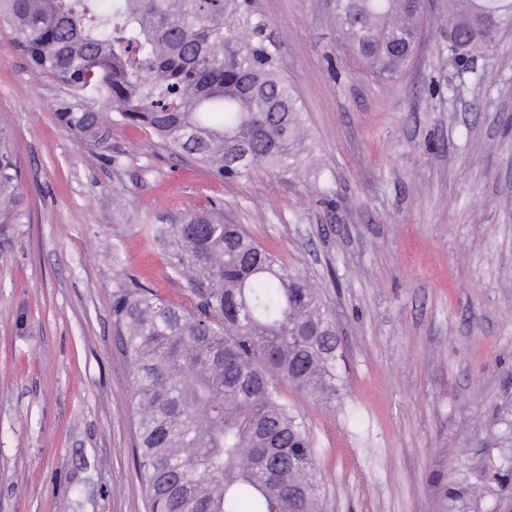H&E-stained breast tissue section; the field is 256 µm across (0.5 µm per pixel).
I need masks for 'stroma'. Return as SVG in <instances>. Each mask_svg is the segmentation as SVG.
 Wrapping results in <instances>:
<instances>
[{"label":"stroma","mask_w":512,"mask_h":512,"mask_svg":"<svg viewBox=\"0 0 512 512\" xmlns=\"http://www.w3.org/2000/svg\"><path fill=\"white\" fill-rule=\"evenodd\" d=\"M312 146L301 176L219 180L147 129L109 153L61 123L67 86L0 27V125L27 215L0 224V512H147L112 292L175 298L140 223L220 205L307 276L336 322L340 401L285 388L309 423L324 512H512V29L451 87L428 0L393 79L343 49L332 0H255Z\"/></svg>","instance_id":"stroma-1"}]
</instances>
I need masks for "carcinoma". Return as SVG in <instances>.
Returning a JSON list of instances; mask_svg holds the SVG:
<instances>
[{
  "label": "carcinoma",
  "mask_w": 512,
  "mask_h": 512,
  "mask_svg": "<svg viewBox=\"0 0 512 512\" xmlns=\"http://www.w3.org/2000/svg\"><path fill=\"white\" fill-rule=\"evenodd\" d=\"M419 21L417 0H336L342 44L390 78L412 59ZM2 24L35 73L87 101L59 117L92 150L109 148L116 115L218 178L304 168L303 107L250 0H0ZM511 28L512 0H448L461 53L492 50ZM8 140L0 128V222L18 224ZM143 229L183 283L179 301L141 284L112 291L149 512H322L314 438L283 393L341 395L318 290L221 211L159 210Z\"/></svg>",
  "instance_id": "1"
}]
</instances>
